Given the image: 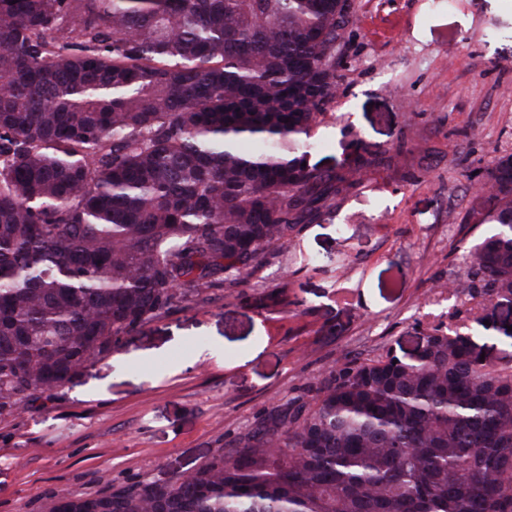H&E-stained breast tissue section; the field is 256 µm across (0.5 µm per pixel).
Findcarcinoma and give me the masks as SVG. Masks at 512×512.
Here are the masks:
<instances>
[{"mask_svg": "<svg viewBox=\"0 0 512 512\" xmlns=\"http://www.w3.org/2000/svg\"><path fill=\"white\" fill-rule=\"evenodd\" d=\"M354 18L352 0H0V416L248 282L388 163H309ZM476 179L494 230L461 288L512 307V155ZM480 336L333 367L237 458L65 512H512V358Z\"/></svg>", "mask_w": 512, "mask_h": 512, "instance_id": "1", "label": "carcinoma"}]
</instances>
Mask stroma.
<instances>
[{
    "instance_id": "obj_1",
    "label": "stroma",
    "mask_w": 512,
    "mask_h": 512,
    "mask_svg": "<svg viewBox=\"0 0 512 512\" xmlns=\"http://www.w3.org/2000/svg\"><path fill=\"white\" fill-rule=\"evenodd\" d=\"M354 3L310 161L337 166L359 142L396 160L270 249L248 286L207 290L1 416L0 512L193 471L274 408L312 402L331 367L415 356L437 326L487 321L490 358L512 356V312L454 290L461 239L491 229V193L465 174L512 155V0Z\"/></svg>"
}]
</instances>
